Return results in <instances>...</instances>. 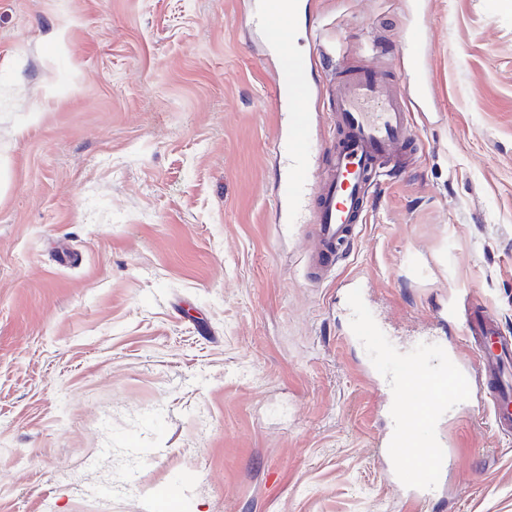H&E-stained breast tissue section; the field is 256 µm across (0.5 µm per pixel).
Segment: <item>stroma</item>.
Instances as JSON below:
<instances>
[{"label":"stroma","mask_w":512,"mask_h":512,"mask_svg":"<svg viewBox=\"0 0 512 512\" xmlns=\"http://www.w3.org/2000/svg\"><path fill=\"white\" fill-rule=\"evenodd\" d=\"M247 2L0 0V512H152L188 467L178 512H412L353 289L396 349L463 335L473 304L512 338V0H312L316 135L333 45L431 75L413 162L318 284ZM441 433L421 512H512L479 394Z\"/></svg>","instance_id":"stroma-1"}]
</instances>
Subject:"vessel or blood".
Wrapping results in <instances>:
<instances>
[{
	"mask_svg": "<svg viewBox=\"0 0 512 512\" xmlns=\"http://www.w3.org/2000/svg\"><path fill=\"white\" fill-rule=\"evenodd\" d=\"M301 0H276L259 5L250 25L262 32L279 59L273 99L286 112L288 124L275 143L285 155V173L277 200L285 223L305 221L308 189H315L313 209L317 249L311 276L319 280L333 272L359 234L362 214L382 169L402 161L416 143L404 83L384 70L350 66L334 76L333 103L336 139L333 145L314 135L304 103L318 96L310 81L315 58L293 53L290 22ZM331 151L330 167L320 164ZM350 333L373 344L378 352L372 370L391 398L390 434L386 454L397 464L396 477L409 483L411 499L421 505L447 486L448 454L444 438L434 436L435 425L447 420L458 403L472 394L473 379L488 391L486 408L495 428L512 430V342L504 339L489 312L477 309L467 322L465 339L477 350L479 377L449 361L431 365L433 356L448 357L449 347L431 338L420 351L398 355L385 341L386 330L368 319L362 299L350 307Z\"/></svg>",
	"mask_w": 512,
	"mask_h": 512,
	"instance_id": "vessel-or-blood-1",
	"label": "vessel or blood"
}]
</instances>
